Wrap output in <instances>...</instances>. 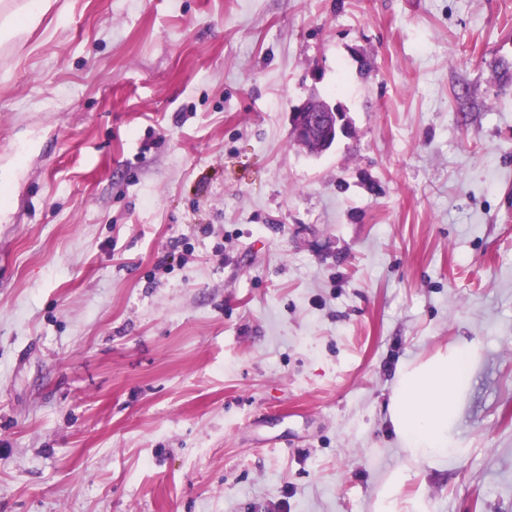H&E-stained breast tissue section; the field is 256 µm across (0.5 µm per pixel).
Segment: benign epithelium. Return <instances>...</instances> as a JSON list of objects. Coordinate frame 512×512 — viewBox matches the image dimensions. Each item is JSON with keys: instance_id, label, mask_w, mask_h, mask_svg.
Segmentation results:
<instances>
[{"instance_id": "7a95c632", "label": "benign epithelium", "mask_w": 512, "mask_h": 512, "mask_svg": "<svg viewBox=\"0 0 512 512\" xmlns=\"http://www.w3.org/2000/svg\"><path fill=\"white\" fill-rule=\"evenodd\" d=\"M289 124L293 141L314 154L332 147L338 136L349 129L346 113L327 103L317 109L308 102L295 107Z\"/></svg>"}]
</instances>
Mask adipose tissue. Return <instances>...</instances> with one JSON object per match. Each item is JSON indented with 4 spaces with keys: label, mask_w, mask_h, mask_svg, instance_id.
I'll return each instance as SVG.
<instances>
[{
    "label": "adipose tissue",
    "mask_w": 512,
    "mask_h": 512,
    "mask_svg": "<svg viewBox=\"0 0 512 512\" xmlns=\"http://www.w3.org/2000/svg\"><path fill=\"white\" fill-rule=\"evenodd\" d=\"M54 3L55 0H23L17 9L0 13V39L35 28ZM478 355L476 342H464L399 368L388 415L410 459L434 464L453 450L452 430L468 387L467 368Z\"/></svg>",
    "instance_id": "adipose-tissue-1"
}]
</instances>
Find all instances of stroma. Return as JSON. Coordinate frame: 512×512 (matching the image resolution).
<instances>
[{"instance_id":"1","label":"stroma","mask_w":512,"mask_h":512,"mask_svg":"<svg viewBox=\"0 0 512 512\" xmlns=\"http://www.w3.org/2000/svg\"><path fill=\"white\" fill-rule=\"evenodd\" d=\"M58 5L0 46V512H512V0ZM312 109L310 102L296 106L289 115L290 136L309 153L326 151L340 134L347 133L349 122L346 112L325 102ZM478 355L475 341L464 342L399 368L388 415L410 459L434 464L456 449L452 430L468 387L467 367ZM405 478L402 468L394 470L383 485L375 503L374 512H399L398 492Z\"/></svg>"}]
</instances>
